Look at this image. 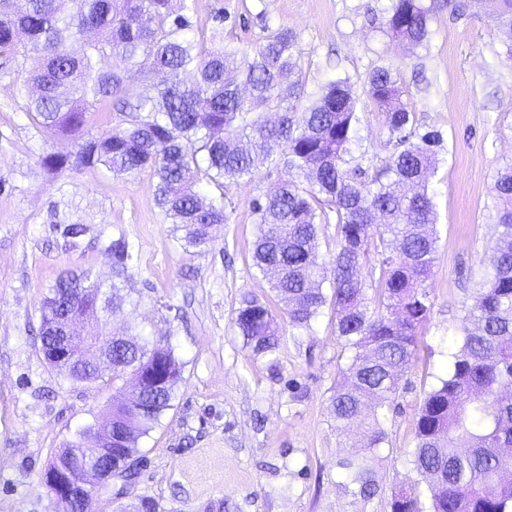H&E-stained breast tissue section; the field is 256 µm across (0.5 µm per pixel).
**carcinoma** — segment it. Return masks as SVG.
Wrapping results in <instances>:
<instances>
[{"label": "carcinoma", "mask_w": 512, "mask_h": 512, "mask_svg": "<svg viewBox=\"0 0 512 512\" xmlns=\"http://www.w3.org/2000/svg\"><path fill=\"white\" fill-rule=\"evenodd\" d=\"M195 6L196 0H179L177 10L172 0H27L19 12L14 0H0V80L10 81L19 110L40 135L74 141L70 152L40 156L44 170H150L157 205L166 223L184 230L186 249L208 244L211 228L228 219L224 196L197 191L201 180L223 188L266 162L281 173L252 200V268L269 278L293 329L307 332L324 308L333 312L344 362L329 414L342 435L365 427L358 450L337 466L345 492L369 500L379 490L375 460L388 443L382 418L432 308L427 282L438 252V214L430 180L443 139L420 132L392 67L376 66L363 88L393 151L382 165L363 166L353 154L362 115L350 76L309 92L287 80L300 61L294 30L270 29L247 52L196 38ZM436 9L423 0H392L388 34L415 53L429 40ZM496 13L506 23L512 63V0H496ZM30 53L40 64L27 71ZM133 67L158 71L163 80L129 98L126 73ZM108 98L125 119L92 134L87 114ZM273 144L281 147L276 158ZM492 197L493 272L470 288L448 369L420 406L414 448L404 460L409 482L393 495L390 512H512V393H504L512 388V165L497 172ZM332 219L336 245L325 258L319 225ZM86 233L81 223L62 228L74 247ZM104 249L112 285L89 268L62 274L42 303L38 338L43 345L79 322L112 353V447L92 454L96 431L85 427L57 460L85 464L110 455L129 482L137 470L128 462L139 459V440L172 407L182 366L167 340L104 335L107 313L127 298L134 248L121 235ZM372 253L381 262L370 294L359 270ZM234 325L256 355L279 347V315L267 302L243 300ZM44 358L73 382L101 379L91 360Z\"/></svg>", "instance_id": "obj_1"}]
</instances>
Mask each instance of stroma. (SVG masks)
Returning a JSON list of instances; mask_svg holds the SVG:
<instances>
[{
  "label": "stroma",
  "mask_w": 512,
  "mask_h": 512,
  "mask_svg": "<svg viewBox=\"0 0 512 512\" xmlns=\"http://www.w3.org/2000/svg\"><path fill=\"white\" fill-rule=\"evenodd\" d=\"M391 0H197L193 25L219 30L225 44L253 48L266 28L299 36L308 88L348 74L364 120L365 157L381 164L392 149L388 131L363 94L366 75L392 66L408 109L442 135L432 179L438 211L437 259L429 279L432 311L418 335L432 349L403 377L384 428L388 444L375 467L380 493L348 496L337 463L346 450L328 412L338 377L340 343L330 314L313 329L282 326L278 349L253 354L233 324L243 298H270L268 279L250 254V206L276 180L259 168L253 179L204 193L223 194L226 223L211 242L183 249L165 223L144 170L113 176L97 168L45 172L43 152H67L64 139L35 136L0 82V512H57L42 474L78 429L99 420L113 396L102 382H73L50 368L37 338L40 305L64 272L92 269L112 280L103 244L124 234L135 249L129 298L109 316L110 331L167 339L183 362L172 409L140 441L138 477L113 480L93 512H116L153 498L159 512H386L407 482L417 407L447 364L467 290L491 273L492 186L512 164V66L491 0L437 9L428 42L408 53L387 37ZM88 231L70 247L60 223Z\"/></svg>",
  "instance_id": "1"
}]
</instances>
